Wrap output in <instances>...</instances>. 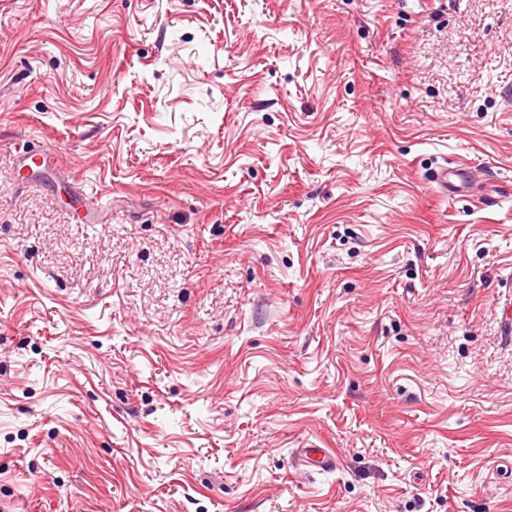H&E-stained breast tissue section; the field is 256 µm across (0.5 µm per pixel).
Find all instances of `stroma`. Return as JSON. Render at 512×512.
<instances>
[{"instance_id":"obj_1","label":"stroma","mask_w":512,"mask_h":512,"mask_svg":"<svg viewBox=\"0 0 512 512\" xmlns=\"http://www.w3.org/2000/svg\"><path fill=\"white\" fill-rule=\"evenodd\" d=\"M448 158L512 182V0H0V512H512ZM305 462L319 469L336 468V455L329 448H303Z\"/></svg>"}]
</instances>
